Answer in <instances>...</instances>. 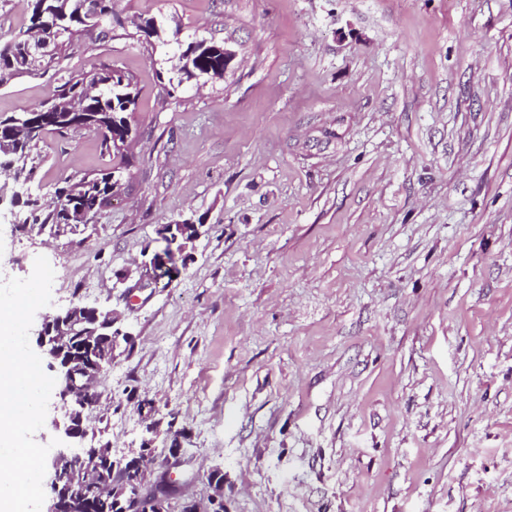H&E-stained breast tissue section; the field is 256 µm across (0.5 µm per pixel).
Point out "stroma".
I'll list each match as a JSON object with an SVG mask.
<instances>
[{"mask_svg":"<svg viewBox=\"0 0 512 512\" xmlns=\"http://www.w3.org/2000/svg\"><path fill=\"white\" fill-rule=\"evenodd\" d=\"M123 23L0 85V118L57 68L138 92L132 188L78 234L10 227L33 195L111 167L47 134L35 185L0 171V283L45 256L51 314L109 307L131 340L101 373L88 445L189 433L187 493L224 470V512H512V0H113ZM184 42L235 50L194 89ZM206 231L152 287L117 272ZM139 32H142L141 36L151 44V39L157 38L166 41L169 44H175L179 48L182 46V40L180 38L181 28L176 26L174 29H165L159 26L153 19H148L144 22V25L139 27ZM165 37V39L163 38Z\"/></svg>","mask_w":512,"mask_h":512,"instance_id":"35a3bbf8","label":"stroma"}]
</instances>
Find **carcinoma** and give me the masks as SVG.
I'll use <instances>...</instances> for the list:
<instances>
[{
  "label": "carcinoma",
  "instance_id": "obj_1",
  "mask_svg": "<svg viewBox=\"0 0 512 512\" xmlns=\"http://www.w3.org/2000/svg\"><path fill=\"white\" fill-rule=\"evenodd\" d=\"M30 24L13 40L0 44V83L15 75L30 73L61 57L62 52L93 30L101 34L112 32V0H99L97 10L89 14L86 0H31ZM146 41L165 39L169 44L182 46L181 28L165 29L153 19L139 27ZM36 37L51 43V48L34 55L29 40ZM173 70L178 83L192 79L224 78V46L204 39L191 42L176 56ZM58 86L51 99L38 111L50 114L48 132L71 131L95 133L101 138L102 149L118 159L116 165L91 175L72 178L66 186L54 191L50 201L42 206L39 198L31 200L30 224L41 228L47 225L69 224L79 212L94 216L101 212L105 196L123 177H129L132 158L120 151L113 135L124 137L135 132V84L132 76L120 69L84 73L71 69L56 72ZM33 110L0 121L4 126L0 150L8 152L22 147L15 158L14 179L26 187L34 179V168L27 161L38 149L42 138L31 135L26 121ZM65 512H113L111 489L97 485L79 490L66 502Z\"/></svg>",
  "mask_w": 512,
  "mask_h": 512
}]
</instances>
